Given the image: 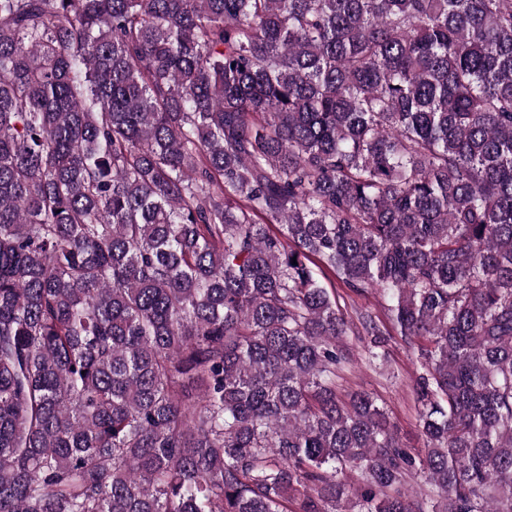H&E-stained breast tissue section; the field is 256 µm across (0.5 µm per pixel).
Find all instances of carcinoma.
Returning a JSON list of instances; mask_svg holds the SVG:
<instances>
[{
  "mask_svg": "<svg viewBox=\"0 0 512 512\" xmlns=\"http://www.w3.org/2000/svg\"><path fill=\"white\" fill-rule=\"evenodd\" d=\"M0 512H512V0H0ZM332 283L335 285L336 288V294L340 295L339 298L340 305L342 306L343 311L345 312V309H347L349 314H352L353 308L358 309H368L371 311H378L380 310V306L378 303V298L371 293H367L363 296H354L352 295V298H349L346 296L345 289L342 288L341 284L337 280V278H334L333 276L330 277ZM344 297V300L342 299ZM346 304V306H345ZM346 342L352 348L353 364L342 374L339 382L341 394L346 398L353 392L364 391L378 397L395 422L401 441L417 453L423 448V443L411 381L416 368L413 349L393 333L386 348L384 364L374 368L364 360L354 336H348Z\"/></svg>",
  "mask_w": 512,
  "mask_h": 512,
  "instance_id": "cac0c4a2",
  "label": "carcinoma"
}]
</instances>
